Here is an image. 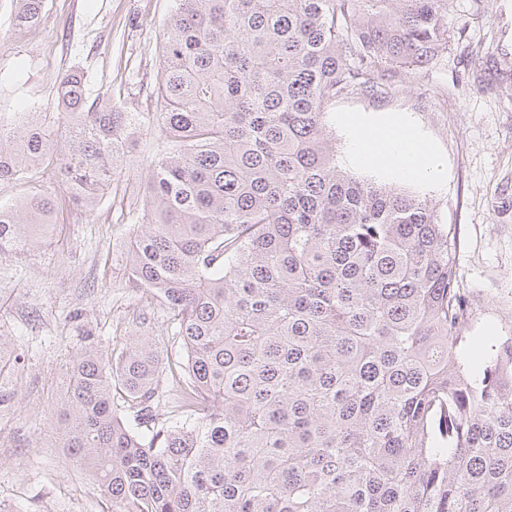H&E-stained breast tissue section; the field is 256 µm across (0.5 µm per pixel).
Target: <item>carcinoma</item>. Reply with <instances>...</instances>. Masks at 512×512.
Masks as SVG:
<instances>
[{
    "instance_id": "1",
    "label": "carcinoma",
    "mask_w": 512,
    "mask_h": 512,
    "mask_svg": "<svg viewBox=\"0 0 512 512\" xmlns=\"http://www.w3.org/2000/svg\"><path fill=\"white\" fill-rule=\"evenodd\" d=\"M17 2L40 20L43 0ZM176 2L153 111L71 75L61 154L44 122L0 116V182L54 162L85 210L143 122L168 145L126 270L184 356L85 345L63 447L117 512H512V336L475 366L452 226L339 168L327 124L438 59L450 0ZM53 210L0 207V251L43 241Z\"/></svg>"
}]
</instances>
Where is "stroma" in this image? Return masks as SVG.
<instances>
[{
  "mask_svg": "<svg viewBox=\"0 0 512 512\" xmlns=\"http://www.w3.org/2000/svg\"><path fill=\"white\" fill-rule=\"evenodd\" d=\"M15 4L0 0V113H41L65 141L58 93L75 70L89 97L144 111L173 0H44L33 27L15 24ZM448 35L437 62L406 73L398 91L351 94L333 112L405 118L440 152L442 182L406 190L435 205L455 231L458 281L470 306L466 335L487 329L505 336L512 334V0H452ZM335 118L328 126L338 165L390 185L347 161ZM160 145L153 129L138 131L91 212L72 203L51 167L0 184V206L40 193L57 208L42 248L0 251V335L10 360L0 385L11 395L0 407V512H116L63 447L57 402L86 334L108 352H120L139 332L151 336L160 356L182 349L167 310L131 287L125 270Z\"/></svg>",
  "mask_w": 512,
  "mask_h": 512,
  "instance_id": "1",
  "label": "stroma"
}]
</instances>
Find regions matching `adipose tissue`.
Returning a JSON list of instances; mask_svg holds the SVG:
<instances>
[{"instance_id": "1", "label": "adipose tissue", "mask_w": 512, "mask_h": 512, "mask_svg": "<svg viewBox=\"0 0 512 512\" xmlns=\"http://www.w3.org/2000/svg\"><path fill=\"white\" fill-rule=\"evenodd\" d=\"M340 123L352 162L422 185L442 179V158L405 120L349 113Z\"/></svg>"}]
</instances>
